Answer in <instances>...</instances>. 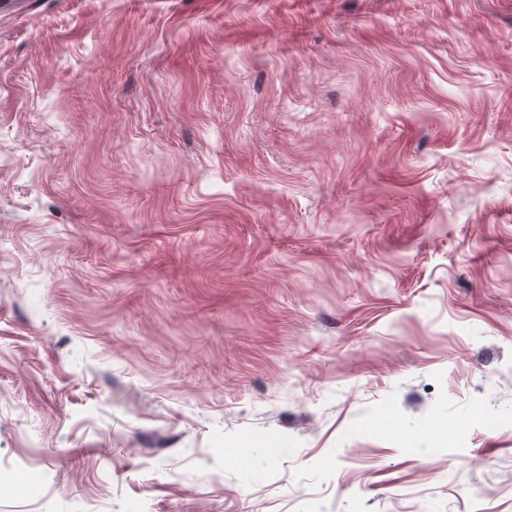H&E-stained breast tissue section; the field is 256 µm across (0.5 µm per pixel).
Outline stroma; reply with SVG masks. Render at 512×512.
Segmentation results:
<instances>
[{
  "label": "stroma",
  "instance_id": "obj_1",
  "mask_svg": "<svg viewBox=\"0 0 512 512\" xmlns=\"http://www.w3.org/2000/svg\"><path fill=\"white\" fill-rule=\"evenodd\" d=\"M0 512H512V0H0Z\"/></svg>",
  "mask_w": 512,
  "mask_h": 512
}]
</instances>
